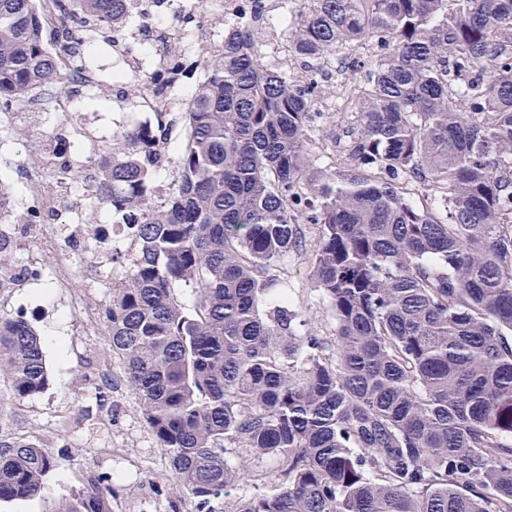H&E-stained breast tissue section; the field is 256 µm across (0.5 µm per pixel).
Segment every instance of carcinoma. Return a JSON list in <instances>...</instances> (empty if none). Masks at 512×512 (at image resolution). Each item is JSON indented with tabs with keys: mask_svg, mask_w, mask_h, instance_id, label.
<instances>
[{
	"mask_svg": "<svg viewBox=\"0 0 512 512\" xmlns=\"http://www.w3.org/2000/svg\"><path fill=\"white\" fill-rule=\"evenodd\" d=\"M55 2L54 38L84 60L132 16L130 0ZM294 4L301 68L264 60V0H231L184 139L160 112L104 169L97 203L138 245L105 307L112 355L198 512L237 485L239 450L276 470L236 512H512V0ZM48 38L34 0H0L1 111L73 93ZM343 48L359 127L350 163L323 169L312 62ZM158 139L176 153L162 205ZM302 224L320 226L309 264L332 341L300 335L273 292ZM2 370L19 399L48 385L38 335L4 314ZM56 465L0 437V500L37 495ZM107 490L89 478L73 512H109Z\"/></svg>",
	"mask_w": 512,
	"mask_h": 512,
	"instance_id": "cac0c4a2",
	"label": "carcinoma"
}]
</instances>
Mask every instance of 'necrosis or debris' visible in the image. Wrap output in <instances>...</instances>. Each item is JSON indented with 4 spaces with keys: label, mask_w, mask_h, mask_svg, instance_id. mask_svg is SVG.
I'll return each instance as SVG.
<instances>
[{
    "label": "necrosis or debris",
    "mask_w": 512,
    "mask_h": 512,
    "mask_svg": "<svg viewBox=\"0 0 512 512\" xmlns=\"http://www.w3.org/2000/svg\"><path fill=\"white\" fill-rule=\"evenodd\" d=\"M188 14L209 16L212 20L208 36L210 50L218 54L224 48V0H165L160 11L142 16V25L151 27L162 19L167 20L168 25L158 61H151L146 56L125 55L121 58L122 79L142 84L144 89L142 116L130 122L132 131L150 130L155 113L161 109L153 94L154 80L175 78V55L186 58L192 53L194 41L178 25L179 19ZM32 112L55 115L56 121L33 129L15 148L16 154L29 152L39 156L43 173L26 179L25 198L21 201L17 200L10 185L0 186V245L10 249L15 246L17 237H24L36 259L1 276L0 286L4 288L38 281L49 269L55 270L57 276H64L69 269L71 254L82 250L87 239L127 250L134 243L129 225H88L82 218L86 204L95 202L98 197L101 162L110 128L99 126L88 130L84 177L80 191L76 192L69 178L71 159L67 145L72 132L81 126V113L76 111L71 99L43 90L22 98L13 111L0 114V126L12 127ZM64 209L71 213L72 219L64 224L62 237L50 239L43 236V225L54 223Z\"/></svg>",
    "instance_id": "4bbe7bcc"
}]
</instances>
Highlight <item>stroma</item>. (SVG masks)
Returning <instances> with one entry per match:
<instances>
[{"label":"stroma","instance_id":"35a3bbf8","mask_svg":"<svg viewBox=\"0 0 512 512\" xmlns=\"http://www.w3.org/2000/svg\"><path fill=\"white\" fill-rule=\"evenodd\" d=\"M320 66L332 71L333 78L318 101L324 117L311 129L307 149L320 166L331 167L345 158L357 116L342 105L345 77L336 71L337 56ZM302 233L305 249L283 261L281 286L301 315L302 331L330 340L335 322L311 281L307 255L319 228L306 224ZM99 255L95 246L76 255L65 287H57L54 274L47 271L39 283L0 290V313L28 314L41 337L49 377L42 393L18 400L9 377L0 373V435L51 448L59 461L37 496L0 501V512H59L94 475L109 479L111 512H196L194 499L176 488L124 366L112 356L106 328L88 334L72 310L73 299L80 295L96 317H103L113 290L126 278L119 263L109 259L100 267L96 284H88L85 270ZM104 386L110 397L103 404L96 393Z\"/></svg>","mask_w":512,"mask_h":512}]
</instances>
